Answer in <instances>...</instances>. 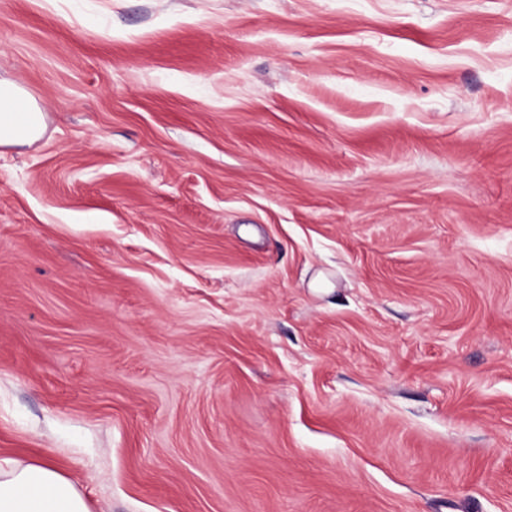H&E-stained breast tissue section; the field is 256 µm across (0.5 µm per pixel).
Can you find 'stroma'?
Wrapping results in <instances>:
<instances>
[{
	"instance_id": "stroma-1",
	"label": "stroma",
	"mask_w": 512,
	"mask_h": 512,
	"mask_svg": "<svg viewBox=\"0 0 512 512\" xmlns=\"http://www.w3.org/2000/svg\"><path fill=\"white\" fill-rule=\"evenodd\" d=\"M0 79V467L512 512V0H0ZM45 128L44 113L35 100L15 82L0 79V146L32 145Z\"/></svg>"
}]
</instances>
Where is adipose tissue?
Segmentation results:
<instances>
[{
  "mask_svg": "<svg viewBox=\"0 0 512 512\" xmlns=\"http://www.w3.org/2000/svg\"><path fill=\"white\" fill-rule=\"evenodd\" d=\"M45 116L15 82L0 79V146H25L39 140ZM0 512H89L75 484L53 462L44 460L0 471Z\"/></svg>",
  "mask_w": 512,
  "mask_h": 512,
  "instance_id": "1",
  "label": "adipose tissue"
}]
</instances>
